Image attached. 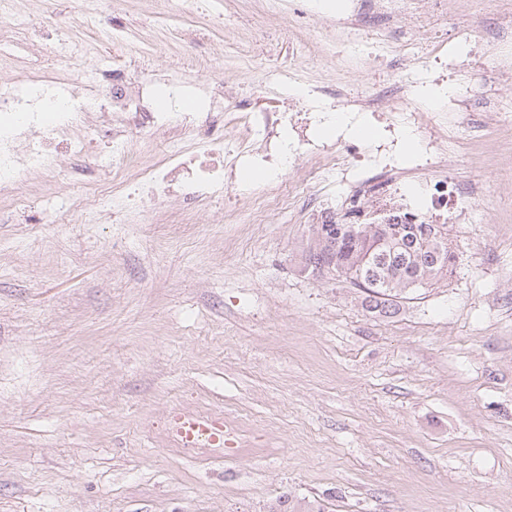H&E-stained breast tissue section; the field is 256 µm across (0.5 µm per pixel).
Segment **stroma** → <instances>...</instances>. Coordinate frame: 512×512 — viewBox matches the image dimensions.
Returning <instances> with one entry per match:
<instances>
[{
  "instance_id": "obj_1",
  "label": "stroma",
  "mask_w": 512,
  "mask_h": 512,
  "mask_svg": "<svg viewBox=\"0 0 512 512\" xmlns=\"http://www.w3.org/2000/svg\"><path fill=\"white\" fill-rule=\"evenodd\" d=\"M228 34L211 0L192 30L156 0H119L131 49L100 42L93 66L121 56L151 70L166 111L226 81L293 67L332 79L300 53L297 27L236 0ZM41 43L94 32L71 0H35ZM251 60L230 68L237 41ZM459 67L401 73L464 91ZM185 81L171 93L168 74ZM402 166L403 130L351 114ZM485 223L453 224L462 259L447 280L380 316L348 285L299 273L305 217L242 226L237 195L196 223H0V512H269L278 499L324 512H512V148L482 144ZM189 404L239 428L224 452L171 446L165 421Z\"/></svg>"
}]
</instances>
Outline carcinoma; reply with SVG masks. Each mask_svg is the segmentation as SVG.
<instances>
[{"label":"carcinoma","instance_id":"1","mask_svg":"<svg viewBox=\"0 0 512 512\" xmlns=\"http://www.w3.org/2000/svg\"><path fill=\"white\" fill-rule=\"evenodd\" d=\"M418 241L413 242L407 236L394 231L385 243L379 245L374 237L346 239L336 245V250L327 251L315 258L320 263L327 259H336L359 274L345 280L352 288L366 294L368 309L378 314H392L401 302L410 299L418 287H408L415 281L417 268L430 272L427 283L437 282L453 272L460 262L459 253L448 244V232L439 230L437 224H418ZM321 512L312 502L288 501L270 508V512Z\"/></svg>","mask_w":512,"mask_h":512}]
</instances>
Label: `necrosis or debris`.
Instances as JSON below:
<instances>
[{
	"instance_id": "obj_1",
	"label": "necrosis or debris",
	"mask_w": 512,
	"mask_h": 512,
	"mask_svg": "<svg viewBox=\"0 0 512 512\" xmlns=\"http://www.w3.org/2000/svg\"><path fill=\"white\" fill-rule=\"evenodd\" d=\"M22 0H0V70L13 68L15 40L30 38L21 24ZM313 21L336 28V36L310 33L304 41L311 56L339 62V74L355 65L342 45L368 49V64L387 66L394 77L387 87L372 93L336 97L324 86L310 85L306 99L326 103L346 112L366 108L383 113L389 127L417 126L427 166L453 170L465 141H496L512 145V99L506 107L475 111V95L465 92L450 110L432 113L424 125L411 109L410 86L398 76V64L408 54L439 63L448 59L456 44H470L474 59L490 61L480 77L481 85L512 82V9L500 10L489 23L502 37L475 39L476 24L467 5L449 6L448 0H346L342 13L322 16L309 8ZM94 45L66 43L52 54L43 68H26L18 76L0 81V222L11 223L17 208L30 211L35 224L64 223L78 209L107 215L133 213L135 204L169 198L182 199L188 209L181 221L193 223L196 203L224 191L226 172L245 164L265 161L275 167L274 191L249 193L248 224L266 223L270 214L293 213L306 200L315 224H343L369 215L378 224H431L448 215L459 224L482 219L475 200L476 187L449 179L445 187L426 196L424 203L402 196L412 183L415 168L391 164L380 147H360L340 139L334 147L314 144L306 131H295L289 143H281L284 112L263 106L262 86L240 96L239 84L224 83L212 89L198 111L171 114L153 108L147 94L149 75L130 77L121 60L75 79L72 70L90 56ZM239 103L235 123L251 138L248 146L231 142L214 112L216 99ZM161 138L166 148L159 159L146 163L127 146L130 133ZM100 141L108 151L101 161L110 167L109 180L90 178L87 166L90 145ZM43 187L33 197L31 179ZM67 179L73 187L68 196L58 195L56 185ZM345 187L341 208L324 204L336 184Z\"/></svg>"
}]
</instances>
